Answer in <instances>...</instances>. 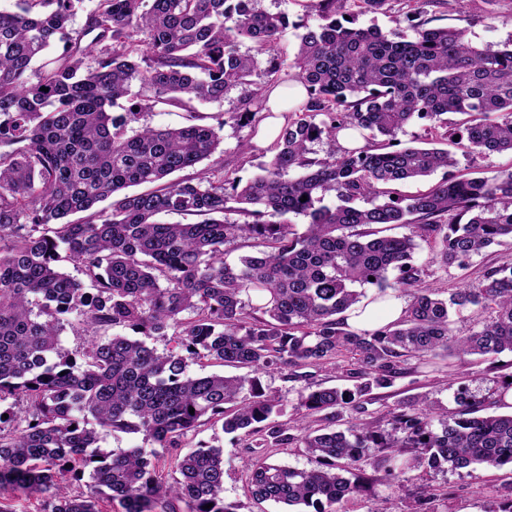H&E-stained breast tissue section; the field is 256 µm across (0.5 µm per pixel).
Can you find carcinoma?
<instances>
[{
    "label": "carcinoma",
    "instance_id": "cac0c4a2",
    "mask_svg": "<svg viewBox=\"0 0 512 512\" xmlns=\"http://www.w3.org/2000/svg\"><path fill=\"white\" fill-rule=\"evenodd\" d=\"M82 2L15 0L0 11V403H22L6 419L0 411V489L41 497L49 512H98L101 495L122 512H237L224 499L219 446L175 454L170 484L158 475L159 450L184 447L202 422L250 436L253 498L288 510L336 512L363 491L348 474L365 462L389 480L419 467L512 465V414H479L463 388L451 423L427 402L393 414L388 430L333 428L344 409L392 387L412 357L512 351L511 259L446 298L414 263L417 237L445 269L512 239V171L457 173L446 148L393 144L417 119L447 129L465 154L512 151V44L478 47L426 20L412 39L344 24L352 8L375 14L390 0H305L323 23L297 35L288 60L275 54L288 17L259 0H94L77 29ZM284 67L305 95L262 173L243 184L222 159L199 167L224 125L265 118V91ZM237 88L216 127L193 111L178 127H132L147 111L222 101ZM450 113L464 116L452 129ZM342 130L365 144L339 146ZM314 143L323 157L311 156ZM440 169L448 174L427 191L397 192ZM142 184L152 188L126 192ZM161 213L194 221L165 224ZM392 226L410 233L385 234ZM238 239L265 249L231 263L224 247ZM365 285L384 302L408 297L402 315L351 327ZM470 306L494 317L457 336L451 312ZM65 316L94 337L85 350L61 345ZM117 327L171 334L176 347L160 352ZM344 352L357 361L355 383L300 393L325 426L295 434L267 423L279 401L258 378L188 373L202 361L255 373L319 368ZM104 433L141 434L153 448L105 451ZM285 444L320 467L281 463L274 449ZM84 472L89 491L70 494L69 479ZM440 497L448 490L422 491L411 512H436Z\"/></svg>",
    "mask_w": 512,
    "mask_h": 512
}]
</instances>
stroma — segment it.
<instances>
[{
	"mask_svg": "<svg viewBox=\"0 0 512 512\" xmlns=\"http://www.w3.org/2000/svg\"><path fill=\"white\" fill-rule=\"evenodd\" d=\"M263 9L272 13L287 15L289 26L280 34L275 50L278 55L292 56L298 43L299 26H318L317 14L307 12L302 0H261ZM427 17L433 25L465 30L468 39L476 46L501 45L512 39V0H498L495 8H488L483 0H463L456 8L431 7ZM238 91H231L222 101L199 103L196 101L178 103L164 110L146 114L145 123L156 127L178 126L188 111L198 112L205 117L233 111ZM223 158L227 169L237 176L248 179L260 172L261 166L270 160L265 146L257 140L253 127L225 125L222 141L216 152ZM512 255V243H503L487 248L481 255L473 257L467 268L449 266L442 270L431 261L427 244H420L414 254L416 264L421 267L428 282L439 288L448 287L460 279L480 276L487 265ZM512 372V352L485 359L473 356H452L445 359L424 357L410 359L405 374L397 378L392 388L381 391L378 399L366 404L364 412H346L345 420L353 422L377 421L385 424L391 413L421 399L437 402L448 413H455V381H463L474 397L481 401L486 412H501L497 379ZM260 381L265 393L280 400V412L275 422H294L303 415L298 394L309 383L325 386L338 385L334 373L313 370L311 377L289 378L287 371L278 370L264 373ZM214 445L224 449V498L236 503L238 512H282L280 505L255 500L248 485V456L241 442L232 435L204 424L188 436L186 448L197 445ZM364 476L370 477L371 484L361 498L344 503L345 512H370L381 507L384 512H409L414 498L424 486L448 487L453 495L437 501V512H497L499 506L512 498V468L489 469L479 464L463 469L451 467L443 470H413L403 487L389 485L376 479L372 467H364Z\"/></svg>",
	"mask_w": 512,
	"mask_h": 512,
	"instance_id": "obj_1",
	"label": "stroma"
}]
</instances>
